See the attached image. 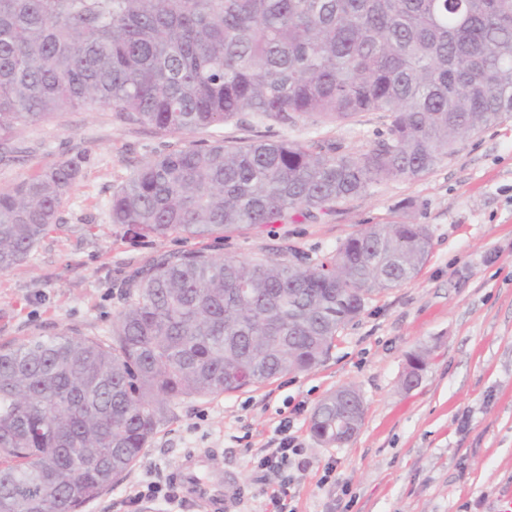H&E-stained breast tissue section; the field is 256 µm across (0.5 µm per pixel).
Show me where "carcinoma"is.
Listing matches in <instances>:
<instances>
[{
    "instance_id": "cac0c4a2",
    "label": "carcinoma",
    "mask_w": 512,
    "mask_h": 512,
    "mask_svg": "<svg viewBox=\"0 0 512 512\" xmlns=\"http://www.w3.org/2000/svg\"><path fill=\"white\" fill-rule=\"evenodd\" d=\"M67 109L112 110L164 134L386 114L361 153L288 139L158 154L112 194L136 237L204 238L316 220L383 182L418 179L458 140L512 117V0H0V147ZM81 160L0 191V272L58 223ZM402 218L309 265L163 254L126 282L112 340L53 334L0 347V512H82L139 460L176 399L308 371L373 294L431 251ZM353 387L311 418L353 435Z\"/></svg>"
}]
</instances>
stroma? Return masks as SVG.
I'll list each match as a JSON object with an SVG mask.
<instances>
[{
	"label": "stroma",
	"mask_w": 512,
	"mask_h": 512,
	"mask_svg": "<svg viewBox=\"0 0 512 512\" xmlns=\"http://www.w3.org/2000/svg\"><path fill=\"white\" fill-rule=\"evenodd\" d=\"M386 118L344 124L215 125L163 135L110 111L66 110L20 129L0 161V191L58 162L82 158L59 221L27 261L0 273V346L61 332L103 340L125 306L124 284L161 254L318 261L348 236L397 216L424 224L431 252L418 276L372 295L312 371L232 393L174 401L139 461L83 512H197L172 473L202 451L210 478L235 472L242 512H267L279 493L289 512H506L512 497V119L461 140L418 179L392 180L336 213L303 223L244 227L193 238L136 237L112 223V195L144 161L192 142L256 136L352 152L370 148ZM430 349L417 386L402 379L412 354ZM354 387L363 422L347 443L326 446L310 431L317 404ZM289 422L305 468L255 470ZM170 500L135 502L148 483Z\"/></svg>",
	"instance_id": "35a3bbf8"
}]
</instances>
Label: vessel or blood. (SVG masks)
Wrapping results in <instances>:
<instances>
[{"instance_id": "b4317fda", "label": "vessel or blood", "mask_w": 512, "mask_h": 512, "mask_svg": "<svg viewBox=\"0 0 512 512\" xmlns=\"http://www.w3.org/2000/svg\"><path fill=\"white\" fill-rule=\"evenodd\" d=\"M208 457L203 453L186 454L175 481L187 491V499L200 512H239L245 499V487L234 474H225L217 482L204 476Z\"/></svg>"}]
</instances>
